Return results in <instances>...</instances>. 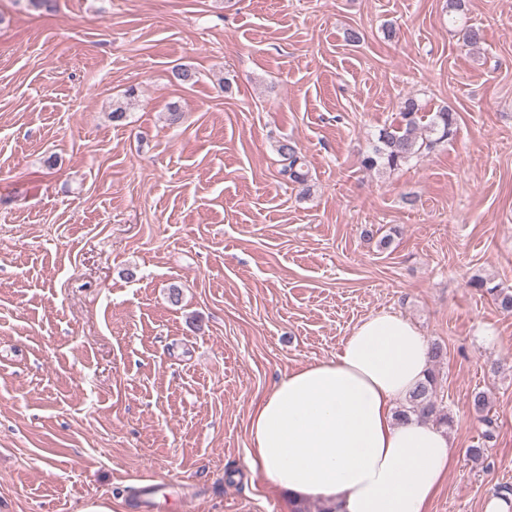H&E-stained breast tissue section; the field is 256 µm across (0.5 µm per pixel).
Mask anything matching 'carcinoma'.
Listing matches in <instances>:
<instances>
[{
  "label": "carcinoma",
  "instance_id": "obj_1",
  "mask_svg": "<svg viewBox=\"0 0 512 512\" xmlns=\"http://www.w3.org/2000/svg\"><path fill=\"white\" fill-rule=\"evenodd\" d=\"M421 106L417 99L409 97L402 106L401 120L396 126L382 128L375 135L370 149L362 156L361 164L368 171H394L419 157L424 151L435 144L452 137L457 129L458 114L450 108H442L432 113L426 125H421L419 113ZM277 153L281 157L280 174L289 181L304 185L308 180V171L297 145L284 140L279 143ZM474 287L485 290L493 297L497 308L504 314H512V290L497 285L487 286V282L478 279ZM438 378L430 370L405 400V404L397 411L400 419L415 415L421 419L432 421L438 425L449 426L452 419L445 413L442 402L438 400ZM471 405L480 420L488 427L485 437L491 438L490 427L493 420L484 415L489 405L486 392L476 391L472 394Z\"/></svg>",
  "mask_w": 512,
  "mask_h": 512
}]
</instances>
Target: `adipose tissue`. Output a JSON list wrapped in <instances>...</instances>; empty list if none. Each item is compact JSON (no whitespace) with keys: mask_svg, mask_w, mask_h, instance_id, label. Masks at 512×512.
I'll return each mask as SVG.
<instances>
[{"mask_svg":"<svg viewBox=\"0 0 512 512\" xmlns=\"http://www.w3.org/2000/svg\"><path fill=\"white\" fill-rule=\"evenodd\" d=\"M429 365L411 321L385 310L362 318L334 357L291 371L258 404L250 470L328 512H429L453 443L429 421L396 417Z\"/></svg>","mask_w":512,"mask_h":512,"instance_id":"adipose-tissue-1","label":"adipose tissue"}]
</instances>
